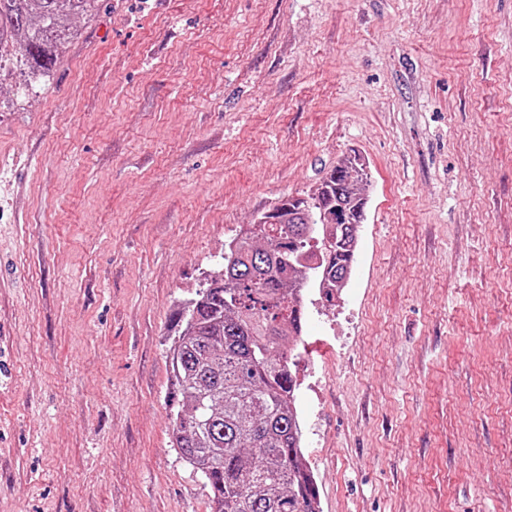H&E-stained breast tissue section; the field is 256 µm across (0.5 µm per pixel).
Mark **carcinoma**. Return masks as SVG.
<instances>
[{
  "label": "carcinoma",
  "instance_id": "obj_1",
  "mask_svg": "<svg viewBox=\"0 0 512 512\" xmlns=\"http://www.w3.org/2000/svg\"><path fill=\"white\" fill-rule=\"evenodd\" d=\"M102 0H0V64L48 76L79 35L72 20ZM366 168L346 157L313 192L254 219L224 244L219 268L174 314L171 447L200 473L210 512H321L303 462L294 351L312 286L333 297L350 279L369 198Z\"/></svg>",
  "mask_w": 512,
  "mask_h": 512
}]
</instances>
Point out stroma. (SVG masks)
<instances>
[{
    "instance_id": "35a3bbf8",
    "label": "stroma",
    "mask_w": 512,
    "mask_h": 512,
    "mask_svg": "<svg viewBox=\"0 0 512 512\" xmlns=\"http://www.w3.org/2000/svg\"><path fill=\"white\" fill-rule=\"evenodd\" d=\"M0 71V512H210L173 315L236 225L358 151L307 311L322 512H512V0H103Z\"/></svg>"
}]
</instances>
